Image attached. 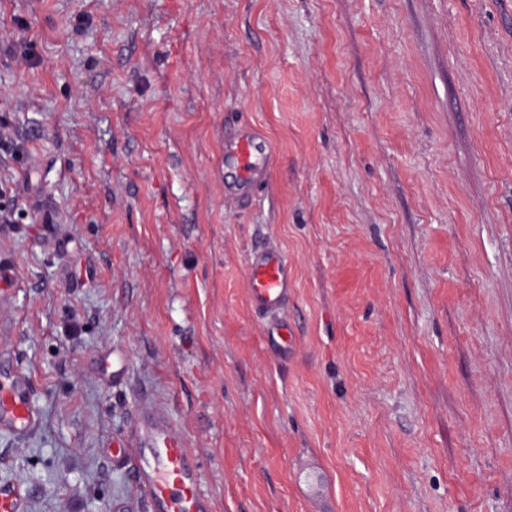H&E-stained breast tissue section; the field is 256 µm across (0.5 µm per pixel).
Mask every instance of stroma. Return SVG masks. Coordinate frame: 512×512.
Masks as SVG:
<instances>
[{
	"mask_svg": "<svg viewBox=\"0 0 512 512\" xmlns=\"http://www.w3.org/2000/svg\"><path fill=\"white\" fill-rule=\"evenodd\" d=\"M0 429L23 512H151L137 408L214 512H512V0H0ZM250 123L271 177L224 195ZM295 274L281 359L253 248ZM326 487L327 506L300 485ZM3 376L9 383L0 379V429L27 432L34 427L37 416L27 397V379L23 375L11 377L7 372Z\"/></svg>",
	"mask_w": 512,
	"mask_h": 512,
	"instance_id": "obj_1",
	"label": "stroma"
}]
</instances>
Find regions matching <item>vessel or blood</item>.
Returning a JSON list of instances; mask_svg holds the SVG:
<instances>
[{"instance_id": "1", "label": "vessel or blood", "mask_w": 512, "mask_h": 512, "mask_svg": "<svg viewBox=\"0 0 512 512\" xmlns=\"http://www.w3.org/2000/svg\"><path fill=\"white\" fill-rule=\"evenodd\" d=\"M224 161L231 164L236 180L228 197L245 200L270 176L267 146L253 127L239 128L224 142ZM248 300L259 314L270 317L267 340L278 355L293 352V331L283 316L294 288V274L286 256L265 245L251 253L247 271ZM25 376L0 381V429L24 433L36 423V411L26 393ZM115 455H134V480L150 501L152 512H213L212 502L198 487L200 464L185 436L159 414L142 409L135 417L131 439L115 443Z\"/></svg>"}]
</instances>
